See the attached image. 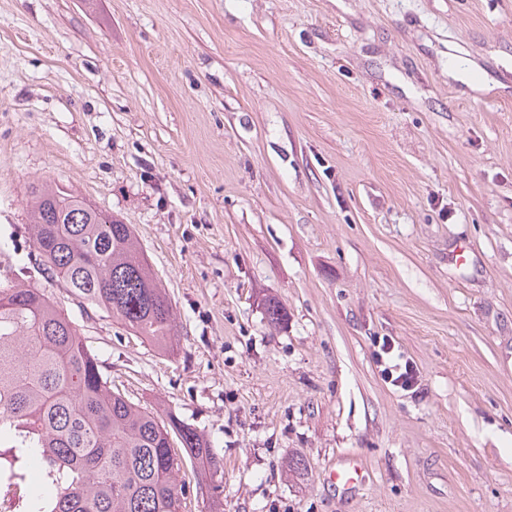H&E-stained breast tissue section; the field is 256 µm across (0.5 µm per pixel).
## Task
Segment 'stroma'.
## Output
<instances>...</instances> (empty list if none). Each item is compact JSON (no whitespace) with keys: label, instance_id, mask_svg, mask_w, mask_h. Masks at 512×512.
Listing matches in <instances>:
<instances>
[{"label":"stroma","instance_id":"stroma-1","mask_svg":"<svg viewBox=\"0 0 512 512\" xmlns=\"http://www.w3.org/2000/svg\"><path fill=\"white\" fill-rule=\"evenodd\" d=\"M46 181L133 226L177 356L43 273ZM15 276L204 433L224 512H512V0H0ZM393 347L387 340H382L379 350L375 354L380 373L385 381L402 390H411L418 382V372L414 365L405 361L404 365L393 363L391 354Z\"/></svg>","mask_w":512,"mask_h":512}]
</instances>
